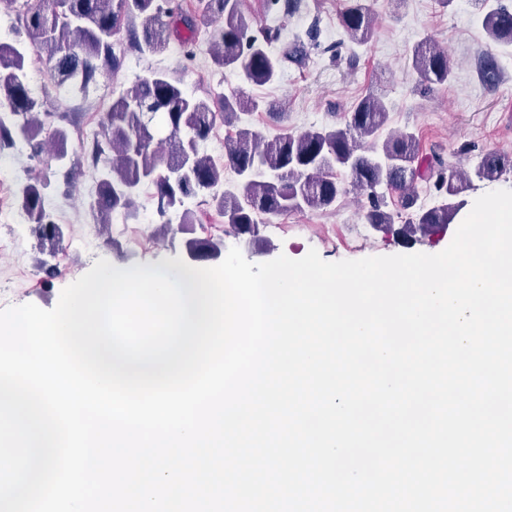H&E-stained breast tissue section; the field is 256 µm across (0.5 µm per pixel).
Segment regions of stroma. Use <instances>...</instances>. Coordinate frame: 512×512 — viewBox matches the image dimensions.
Returning a JSON list of instances; mask_svg holds the SVG:
<instances>
[{
  "instance_id": "35a3bbf8",
  "label": "stroma",
  "mask_w": 512,
  "mask_h": 512,
  "mask_svg": "<svg viewBox=\"0 0 512 512\" xmlns=\"http://www.w3.org/2000/svg\"><path fill=\"white\" fill-rule=\"evenodd\" d=\"M374 20L371 41L351 44L338 23L349 0H303L300 9L288 12L284 0L268 7L265 0H242L247 19L254 26H277L281 45L294 36L317 30L318 46L306 65L285 63L277 82L264 86H241L238 78L218 71L207 47L188 53L171 41L161 54L151 55L128 48V35L140 21L126 17L115 36L125 45V64L116 73H103L87 94L70 93L50 103L53 112L69 113L71 132L97 126L105 118L101 98L122 91L138 76L163 70L178 79L183 89L198 98L214 89L246 93L264 100L266 109L246 115L245 122L266 138L281 127L302 131L312 126H343L345 116L358 98L385 96L390 110L385 125L392 132L412 129L419 137L422 155L440 154L459 168L470 169L468 159L458 156L461 145L476 153L495 151L512 157V56L500 59L501 75L495 86L482 84L478 59L488 51L487 37L473 16L470 0H454L442 7L439 0H366ZM444 46L454 62V78L446 86L421 94L415 74L408 67L410 48L422 39ZM276 112L288 115L287 124L273 120ZM44 157L34 156L25 143L0 155V197L15 200L18 181L37 175ZM152 186H142L141 207L136 219L112 223L106 229L94 224L86 207L89 197L85 178L74 185L55 181L48 200L53 219L64 227V240L55 254L40 253L28 223H0V309L32 303L49 310L61 291L87 273L97 259L113 266L162 264L167 258H186L184 236L171 232L160 236L161 220L152 198ZM362 198L350 193L334 208L291 212L265 225L257 239L224 234L225 248H239L244 258L261 264L287 255L293 259L316 250L328 262L371 256L426 253L444 250L458 226L417 241L375 231L361 216Z\"/></svg>"
}]
</instances>
